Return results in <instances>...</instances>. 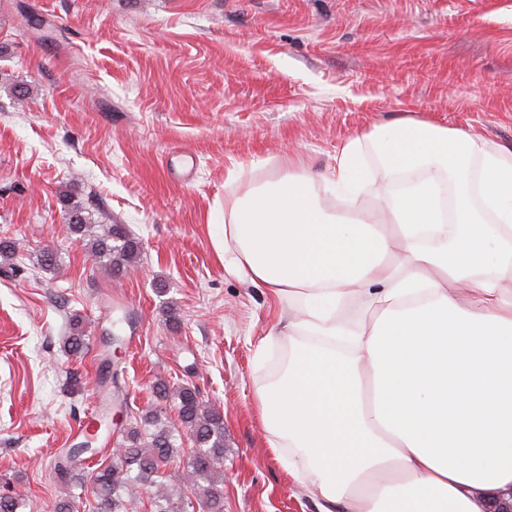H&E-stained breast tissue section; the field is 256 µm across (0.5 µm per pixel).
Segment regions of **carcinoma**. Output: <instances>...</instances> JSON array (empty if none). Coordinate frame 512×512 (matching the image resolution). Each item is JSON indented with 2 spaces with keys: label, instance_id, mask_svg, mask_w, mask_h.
I'll use <instances>...</instances> for the list:
<instances>
[{
  "label": "carcinoma",
  "instance_id": "obj_1",
  "mask_svg": "<svg viewBox=\"0 0 512 512\" xmlns=\"http://www.w3.org/2000/svg\"><path fill=\"white\" fill-rule=\"evenodd\" d=\"M68 216L67 230L87 239L88 252L95 261L118 274L133 262L139 244L122 224L107 223L106 212L92 213V202L64 197ZM82 320L74 318L67 352L83 354L86 348ZM159 395L174 397L177 416L197 445L188 457L180 475L183 487L189 489L206 512H223L224 488L216 473L224 460V420L220 413L206 407L196 387L182 386L173 394L158 388ZM172 426L162 421L155 411H147L140 421L128 428L122 448L112 453V461L92 476L86 493L95 501L94 512H129L134 490H153V512H188L190 502L180 494L169 492L161 481L160 467L179 455Z\"/></svg>",
  "mask_w": 512,
  "mask_h": 512
}]
</instances>
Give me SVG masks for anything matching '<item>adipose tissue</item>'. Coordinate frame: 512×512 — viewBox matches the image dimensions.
<instances>
[{
    "label": "adipose tissue",
    "mask_w": 512,
    "mask_h": 512,
    "mask_svg": "<svg viewBox=\"0 0 512 512\" xmlns=\"http://www.w3.org/2000/svg\"><path fill=\"white\" fill-rule=\"evenodd\" d=\"M374 162L406 184L372 210L327 208L295 158L224 197L225 271L295 309L261 420L321 512H484L512 489V149L398 118L325 191L357 196Z\"/></svg>",
    "instance_id": "1"
}]
</instances>
